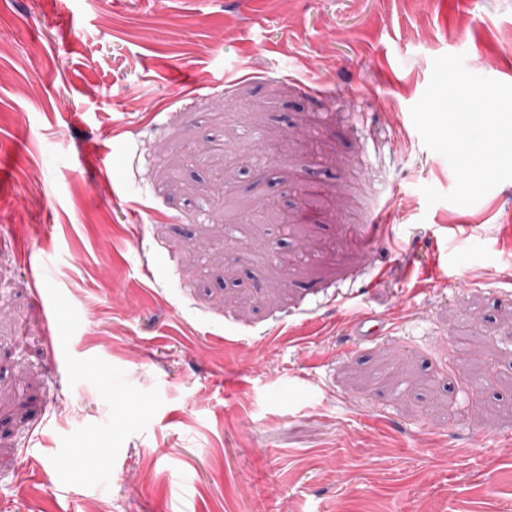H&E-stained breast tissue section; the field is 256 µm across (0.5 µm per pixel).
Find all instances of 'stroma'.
Wrapping results in <instances>:
<instances>
[{
  "mask_svg": "<svg viewBox=\"0 0 512 512\" xmlns=\"http://www.w3.org/2000/svg\"><path fill=\"white\" fill-rule=\"evenodd\" d=\"M458 53L512 84V0H0V512H512V180L427 205L410 116Z\"/></svg>",
  "mask_w": 512,
  "mask_h": 512,
  "instance_id": "stroma-1",
  "label": "stroma"
}]
</instances>
